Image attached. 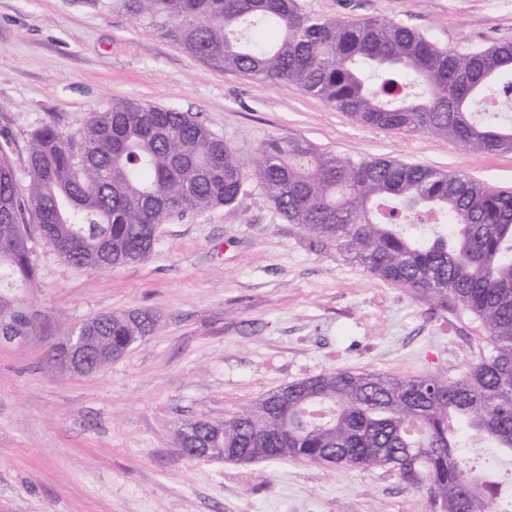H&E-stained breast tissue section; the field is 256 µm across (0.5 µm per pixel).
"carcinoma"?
<instances>
[{
  "instance_id": "carcinoma-1",
  "label": "carcinoma",
  "mask_w": 512,
  "mask_h": 512,
  "mask_svg": "<svg viewBox=\"0 0 512 512\" xmlns=\"http://www.w3.org/2000/svg\"><path fill=\"white\" fill-rule=\"evenodd\" d=\"M185 52L252 80L291 84L362 124L448 137L469 151L512 153L506 95L512 43L459 53L385 18L311 14L298 0H114ZM419 92H407L410 85ZM249 182L290 224L326 239L369 274L442 302L485 326L458 379L327 371L273 390L234 415L184 424L213 448H264V461L385 468L423 488L434 512H512L490 495L460 433L512 457V191L386 158L350 160L301 141L266 142L250 165L187 112L126 99L77 132L29 140L24 179L0 140V336H27L21 295L36 285L29 241L50 242L88 272L132 266L174 215L239 216ZM158 330L147 311L112 314L106 349Z\"/></svg>"
}]
</instances>
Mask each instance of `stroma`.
Returning <instances> with one entry per match:
<instances>
[{
    "label": "stroma",
    "instance_id": "35a3bbf8",
    "mask_svg": "<svg viewBox=\"0 0 512 512\" xmlns=\"http://www.w3.org/2000/svg\"><path fill=\"white\" fill-rule=\"evenodd\" d=\"M113 0H0V135L23 169L37 128H81L137 99L195 116L251 157L266 141L387 158L512 188V153L361 124L294 85L259 83L184 52ZM309 13L388 18L467 53L512 41V0H299ZM34 331L0 338V512H433L425 491L381 469L185 458L178 428L221 420L325 371L459 378L487 331L455 298L438 304L368 274L288 223L256 184L220 210L159 225L144 262L92 273L31 242ZM148 311L157 333L101 371L51 359L105 313Z\"/></svg>",
    "mask_w": 512,
    "mask_h": 512
}]
</instances>
